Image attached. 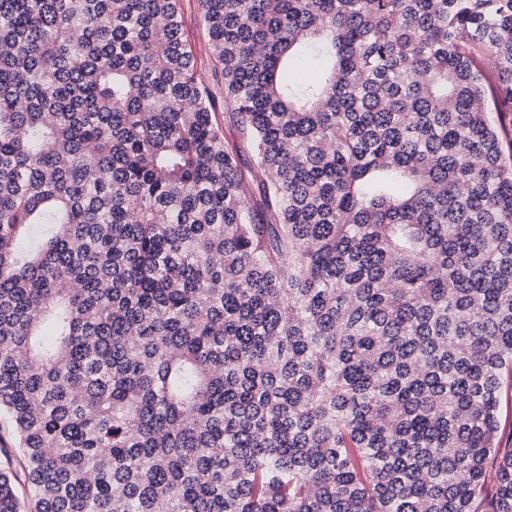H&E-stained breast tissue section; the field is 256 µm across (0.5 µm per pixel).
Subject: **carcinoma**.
<instances>
[{"mask_svg": "<svg viewBox=\"0 0 512 512\" xmlns=\"http://www.w3.org/2000/svg\"><path fill=\"white\" fill-rule=\"evenodd\" d=\"M200 4L237 141L179 0H0V512H512V0ZM498 447L512 448V382L502 389L498 407Z\"/></svg>", "mask_w": 512, "mask_h": 512, "instance_id": "cac0c4a2", "label": "carcinoma"}]
</instances>
